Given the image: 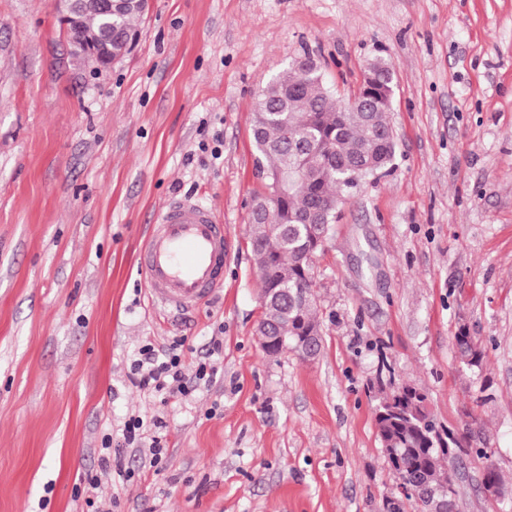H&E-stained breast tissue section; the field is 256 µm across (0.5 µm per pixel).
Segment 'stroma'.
<instances>
[{"label": "stroma", "mask_w": 512, "mask_h": 512, "mask_svg": "<svg viewBox=\"0 0 512 512\" xmlns=\"http://www.w3.org/2000/svg\"><path fill=\"white\" fill-rule=\"evenodd\" d=\"M137 29L100 71L53 0H0V512H84L104 435L158 411L167 465L127 449L112 512H385L375 407L405 384L470 449L459 512L512 505V0H151ZM304 55L343 101L384 57L397 144L315 255L310 361L261 346L249 237L255 94ZM184 196L222 218L226 262L178 314L149 303L139 251ZM463 327L481 366L456 356ZM218 335L188 396L132 386L144 344L185 337L191 363Z\"/></svg>", "instance_id": "1"}]
</instances>
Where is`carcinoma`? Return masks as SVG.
I'll return each instance as SVG.
<instances>
[{
	"mask_svg": "<svg viewBox=\"0 0 512 512\" xmlns=\"http://www.w3.org/2000/svg\"><path fill=\"white\" fill-rule=\"evenodd\" d=\"M143 16L129 10L106 18L99 13L98 0H83L81 23L67 33L71 44L91 37L112 58L121 60L137 39L136 22ZM368 72L385 81L378 83L372 110L353 112L350 103L340 104L323 83L321 67L306 56L292 62L258 90L253 118L256 169L264 177L280 172L303 171V178L288 183L286 190L267 201L269 216L250 221V244L260 273L262 295L275 307L271 335L278 336L294 350L307 337L320 333L314 303L312 268L308 254L317 253L330 225L306 222L304 216L319 213L335 221L346 194L369 178L382 177L392 167L395 138L388 135L393 97V74L381 58L368 62ZM312 143L317 152L309 155L302 147ZM455 346L461 360L478 366L482 353L469 336L459 332ZM420 395L416 413L381 415L388 408L390 394L379 398L376 425L379 439H392L403 449L397 460L389 461L399 487L419 481L429 483L435 497L457 509V490H448V467L454 465L457 440L448 428L436 423ZM440 429L442 447L427 450L424 433Z\"/></svg>",
	"mask_w": 512,
	"mask_h": 512,
	"instance_id": "cac0c4a2",
	"label": "carcinoma"
}]
</instances>
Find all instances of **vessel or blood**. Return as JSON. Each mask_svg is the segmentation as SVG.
Wrapping results in <instances>:
<instances>
[{
	"label": "vessel or blood",
	"mask_w": 512,
	"mask_h": 512,
	"mask_svg": "<svg viewBox=\"0 0 512 512\" xmlns=\"http://www.w3.org/2000/svg\"><path fill=\"white\" fill-rule=\"evenodd\" d=\"M139 263L152 303L188 311L211 300L224 284V224L209 207L170 200L150 226Z\"/></svg>",
	"instance_id": "obj_1"
}]
</instances>
